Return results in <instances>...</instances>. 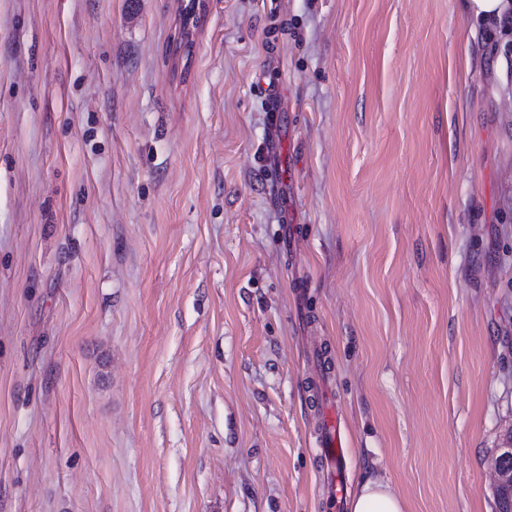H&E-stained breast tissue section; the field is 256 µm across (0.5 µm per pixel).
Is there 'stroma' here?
<instances>
[{"mask_svg": "<svg viewBox=\"0 0 512 512\" xmlns=\"http://www.w3.org/2000/svg\"><path fill=\"white\" fill-rule=\"evenodd\" d=\"M189 7L0 0V512H327V403L350 484L495 512L512 30ZM319 446L323 448L327 467L336 475V458H343L346 453V442L342 435L338 413L326 409L324 412L319 435Z\"/></svg>", "mask_w": 512, "mask_h": 512, "instance_id": "35a3bbf8", "label": "stroma"}]
</instances>
